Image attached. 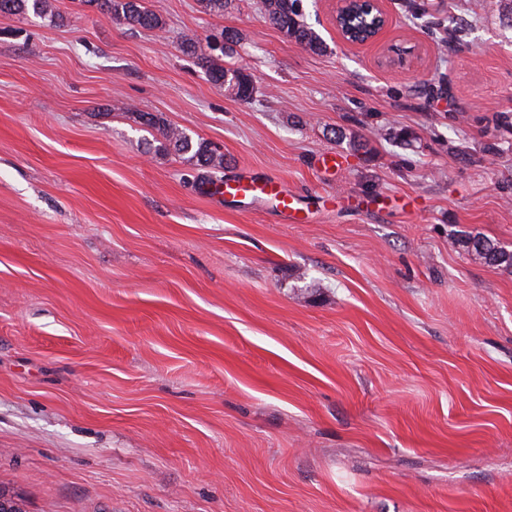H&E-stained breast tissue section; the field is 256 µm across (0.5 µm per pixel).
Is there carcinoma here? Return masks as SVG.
Masks as SVG:
<instances>
[{
  "label": "carcinoma",
  "mask_w": 512,
  "mask_h": 512,
  "mask_svg": "<svg viewBox=\"0 0 512 512\" xmlns=\"http://www.w3.org/2000/svg\"><path fill=\"white\" fill-rule=\"evenodd\" d=\"M81 4L124 21L136 28L157 29L162 27L161 19L144 5V0H80ZM301 0H263L267 20L285 37L292 39L313 52L325 50L323 40L304 22ZM33 12L55 20L58 15L50 9L49 0H0V14L25 15ZM234 35L226 32L201 43L189 38L183 41L182 50L196 59L205 70L209 80L224 88L232 97L250 101L256 93L252 76L239 68L224 65ZM142 125L159 131L162 141L159 149L178 156H188L197 170L213 174L224 169V154L212 143L193 140L186 132L167 128L160 118L144 112L140 114ZM461 244L475 259L512 271V251L485 238L467 237L453 240Z\"/></svg>",
  "instance_id": "obj_1"
}]
</instances>
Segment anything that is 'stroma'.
Here are the masks:
<instances>
[{
	"label": "stroma",
	"mask_w": 512,
	"mask_h": 512,
	"mask_svg": "<svg viewBox=\"0 0 512 512\" xmlns=\"http://www.w3.org/2000/svg\"><path fill=\"white\" fill-rule=\"evenodd\" d=\"M436 2L383 0L350 45L303 0L320 53L261 0H146L153 30L0 14V489L25 512H512V272L450 242L512 250V25ZM219 30L252 101L182 52ZM141 112L294 217L225 200ZM141 124L159 131L163 140L159 142L158 150L184 156L191 153L188 161L192 162L198 171L217 173L224 170V154L211 142L199 139L196 142L185 131L166 128L160 118L149 112L141 113ZM216 170V171H215ZM221 182L224 183V194L232 198L256 199L260 195L273 196L278 202L280 213L285 217H292L295 210L293 198L289 197L276 177L242 174Z\"/></svg>",
	"instance_id": "obj_1"
}]
</instances>
